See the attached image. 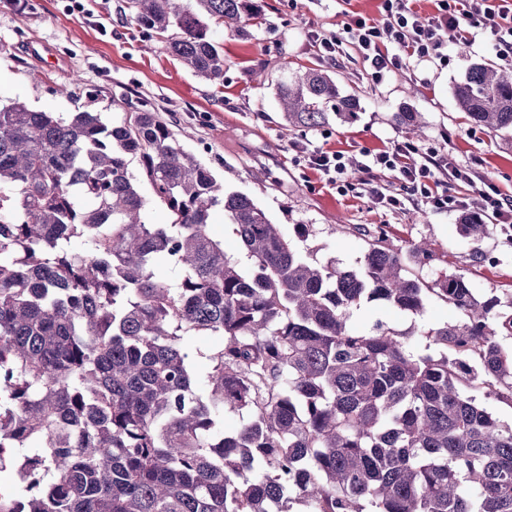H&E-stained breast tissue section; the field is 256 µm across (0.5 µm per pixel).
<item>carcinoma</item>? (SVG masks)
<instances>
[{"label": "carcinoma", "instance_id": "1", "mask_svg": "<svg viewBox=\"0 0 512 512\" xmlns=\"http://www.w3.org/2000/svg\"><path fill=\"white\" fill-rule=\"evenodd\" d=\"M120 14L214 83L212 26L266 23L263 0H124ZM274 89L292 131L359 107L319 64ZM453 98L471 124L512 130V73L474 64ZM123 103L110 126L88 106L0 104V472L17 476L0 512H512V425L468 395L512 403V298L409 275L362 224L360 267L310 258L150 104ZM395 122L424 128L418 112ZM155 205L168 223L149 222ZM218 206L242 258L210 232ZM459 230L484 259L486 219ZM432 298L462 318L420 327L422 349L350 324L364 303L419 315ZM200 333L224 339L203 373ZM227 410L239 428L224 430Z\"/></svg>", "mask_w": 512, "mask_h": 512}]
</instances>
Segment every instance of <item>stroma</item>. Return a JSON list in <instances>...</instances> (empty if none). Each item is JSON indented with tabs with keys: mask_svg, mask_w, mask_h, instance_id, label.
Instances as JSON below:
<instances>
[{
	"mask_svg": "<svg viewBox=\"0 0 512 512\" xmlns=\"http://www.w3.org/2000/svg\"><path fill=\"white\" fill-rule=\"evenodd\" d=\"M122 0H88L86 12L70 10V0H26L25 6L0 5V98L17 99L31 108L66 116L81 110L68 90L97 91L94 110L120 118L117 94L147 100L176 133L186 150L209 166L226 189L248 195L284 235L301 250L324 262L359 266L365 243L350 227L364 224L382 232L402 248L426 242L430 265L407 261L410 273L437 269L464 274L480 292L512 297V243L491 232L480 245L476 262L468 239L460 235V215L440 212L411 201L399 209L375 205L365 191L367 180L388 191L403 193L397 173L351 170L353 189L341 195L325 186L313 170L294 160L293 143L357 154L383 142L409 137L394 122L395 113H421L424 134L417 145L452 155L473 166L476 180L493 182L512 198V135L496 134L467 124L452 89L475 62H495L490 42L474 32L471 44L449 36L445 58L411 62L374 82L368 65L351 44L329 68L344 91L357 93L356 121L343 127L330 123L318 130L289 132L267 84L283 67L311 65L321 55L313 33L342 34L350 13L379 19L380 0H264L267 28L249 37L216 30L224 50L223 83L204 81L187 71L164 43L148 38L119 16ZM43 44L53 52L50 64L35 62L28 45ZM309 227L299 240L298 225ZM458 313L438 300L428 301L423 315L410 316L382 301L365 303L353 317L362 330L381 321L403 331L458 320Z\"/></svg>",
	"mask_w": 512,
	"mask_h": 512,
	"instance_id": "1",
	"label": "stroma"
}]
</instances>
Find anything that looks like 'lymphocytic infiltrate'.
<instances>
[{"label": "lymphocytic infiltrate", "instance_id": "1", "mask_svg": "<svg viewBox=\"0 0 512 512\" xmlns=\"http://www.w3.org/2000/svg\"><path fill=\"white\" fill-rule=\"evenodd\" d=\"M412 0H382L381 20L353 17L345 27V37L320 38L325 58L335 60L343 42H351L370 67V76L380 81L404 62H429L441 57L448 31L467 40L470 30L489 32L492 46L500 59H512V0H436V12L420 18ZM299 158L325 177L337 190L350 186L346 178L350 165L372 172H398L411 196L426 207L448 213H466L471 196H478L484 214L496 224H512V200L504 198L489 182L474 187L472 193L460 191V184L472 179L465 166L452 156L426 150L409 141H395L379 149H360L359 160L344 152L321 146L295 144ZM446 171L451 181L439 180Z\"/></svg>", "mask_w": 512, "mask_h": 512}]
</instances>
